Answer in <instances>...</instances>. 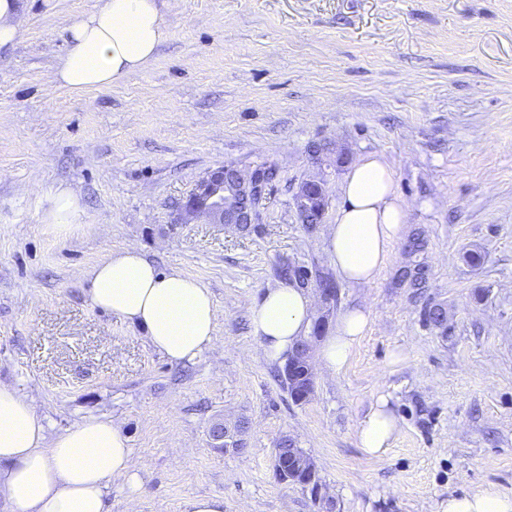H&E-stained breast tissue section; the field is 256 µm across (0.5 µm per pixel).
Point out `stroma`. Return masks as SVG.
I'll use <instances>...</instances> for the list:
<instances>
[{"instance_id":"1","label":"stroma","mask_w":512,"mask_h":512,"mask_svg":"<svg viewBox=\"0 0 512 512\" xmlns=\"http://www.w3.org/2000/svg\"><path fill=\"white\" fill-rule=\"evenodd\" d=\"M99 0H22L27 23L0 52V384L33 399L50 433L94 415L128 435L140 490H108L109 512H182L219 496L224 512H319L272 459L293 436L334 512H440L452 495L512 496V0H170L169 31L136 74L77 94L52 73L71 15ZM330 144L322 166L310 143ZM374 154L422 229L424 299L396 285L395 243L378 276L339 281L338 310L372 323L311 400L280 387L250 324L284 262L333 271L345 170ZM276 165L258 232L177 224L208 171ZM323 178V228L307 232L294 189ZM83 210L71 232L43 216L58 187ZM134 245L159 270L210 288L221 312L210 347L170 362L144 332L93 307L88 272ZM479 264L470 263L471 252ZM439 303L447 325L422 317ZM401 430L366 455L356 427L379 393ZM245 420L246 448L209 439ZM183 512H224V500L218 496H196L185 501Z\"/></svg>"}]
</instances>
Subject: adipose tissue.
I'll list each match as a JSON object with an SVG mask.
<instances>
[{"instance_id":"ef3b65f1","label":"adipose tissue","mask_w":512,"mask_h":512,"mask_svg":"<svg viewBox=\"0 0 512 512\" xmlns=\"http://www.w3.org/2000/svg\"><path fill=\"white\" fill-rule=\"evenodd\" d=\"M70 47L53 78L72 92L104 87L141 71L169 32L158 0H101L71 17ZM408 221L394 191V173L377 156L346 172L335 224L326 232L336 270L350 283L373 280ZM90 303L140 327L150 345L173 362H191L208 348L219 319L214 296L200 280L165 273L133 246L110 252L90 272ZM315 311L302 288L267 289L251 313L264 356L285 362L305 338ZM370 324L366 307L348 308L322 344L319 366L332 375L349 363ZM401 428L388 395H379L357 426V445L386 454ZM119 481L137 491L140 480L120 425L90 416L54 438L33 401L0 384V500L11 512H108L107 489Z\"/></svg>"}]
</instances>
